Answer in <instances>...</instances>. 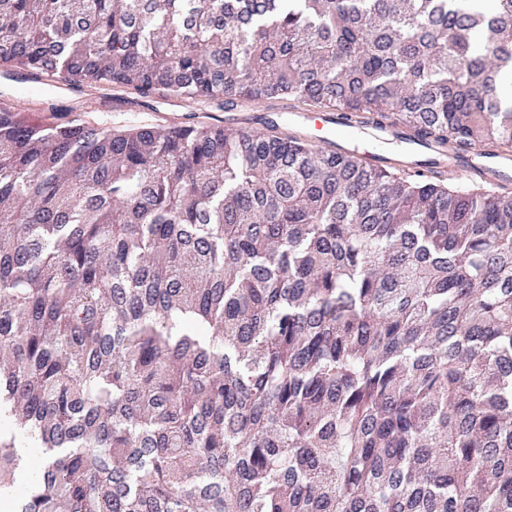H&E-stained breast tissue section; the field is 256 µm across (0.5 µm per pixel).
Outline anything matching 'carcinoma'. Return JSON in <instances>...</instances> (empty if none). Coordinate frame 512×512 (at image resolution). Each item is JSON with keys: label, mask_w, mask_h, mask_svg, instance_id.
Listing matches in <instances>:
<instances>
[{"label": "carcinoma", "mask_w": 512, "mask_h": 512, "mask_svg": "<svg viewBox=\"0 0 512 512\" xmlns=\"http://www.w3.org/2000/svg\"><path fill=\"white\" fill-rule=\"evenodd\" d=\"M0 0V68L512 152V0ZM8 512H512V192L262 129L0 106Z\"/></svg>", "instance_id": "obj_1"}]
</instances>
